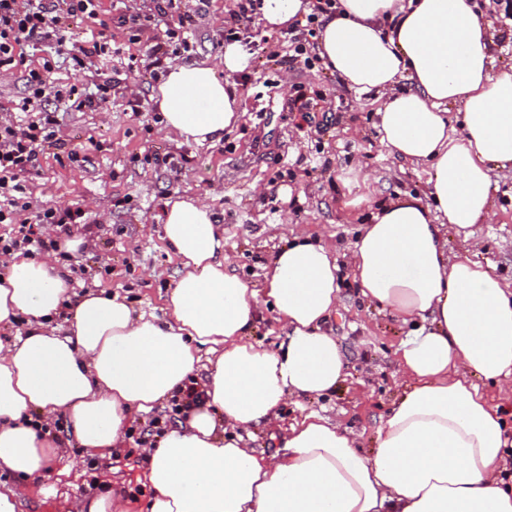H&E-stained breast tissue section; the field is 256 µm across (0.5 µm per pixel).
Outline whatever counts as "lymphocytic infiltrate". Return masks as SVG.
Listing matches in <instances>:
<instances>
[{
  "instance_id": "lymphocytic-infiltrate-1",
  "label": "lymphocytic infiltrate",
  "mask_w": 512,
  "mask_h": 512,
  "mask_svg": "<svg viewBox=\"0 0 512 512\" xmlns=\"http://www.w3.org/2000/svg\"><path fill=\"white\" fill-rule=\"evenodd\" d=\"M153 6L145 12L129 15L132 30L146 32L159 19H167L163 39L148 37L145 42L147 65L153 70H166L175 62L179 51L188 49L189 35L197 24L195 15L180 10L178 0H152ZM100 0H0V70L23 69L26 96L15 102V111L21 112L19 122H0V198L8 200L0 207V224L16 225L15 237H0V253L36 244L46 248L45 240H33L27 220L21 212L27 211L22 176L35 169L39 156L46 148L65 149L59 137L57 115L43 107L47 98L70 104L71 108L95 111L110 103L116 86L111 79L97 83L95 93L88 94L76 86L63 87L50 81L53 69L51 58L32 66L26 59L27 43L54 41L56 55H67L73 67L87 69L94 59L108 55L107 39L91 38L84 42L68 43L62 33L66 21L74 18L96 20Z\"/></svg>"
}]
</instances>
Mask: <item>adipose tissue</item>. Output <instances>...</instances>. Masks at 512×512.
Returning a JSON list of instances; mask_svg holds the SVG:
<instances>
[{
	"mask_svg": "<svg viewBox=\"0 0 512 512\" xmlns=\"http://www.w3.org/2000/svg\"><path fill=\"white\" fill-rule=\"evenodd\" d=\"M492 43L472 0H340L316 46L326 70L372 95L387 153L429 175L428 198L379 205L351 248L362 303L410 327L395 350L405 390L373 454L317 411L272 452L244 446V431L278 428L286 398L324 396L347 374L328 326L341 306L336 247L296 232L254 289L213 211L190 199L161 215L184 268L162 322L120 294L75 290L51 260H0V327L15 331L0 341V469L39 476L60 452L44 432L60 412L87 450L122 447L138 417L201 373V404L147 451V512H512V423L487 393L512 387V283L449 255L445 232L468 239L491 222L493 178L512 172V64L495 65ZM250 61L235 42L223 67H171L157 93L165 131L220 140L241 113L227 76ZM267 308L287 330L272 350L249 340Z\"/></svg>",
	"mask_w": 512,
	"mask_h": 512,
	"instance_id": "obj_1",
	"label": "adipose tissue"
}]
</instances>
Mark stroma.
<instances>
[{"mask_svg": "<svg viewBox=\"0 0 512 512\" xmlns=\"http://www.w3.org/2000/svg\"><path fill=\"white\" fill-rule=\"evenodd\" d=\"M148 0H101L100 17L120 46L119 54L99 60L100 73L115 76L138 98L139 111L124 99L97 111L56 107L60 135L84 161L58 163L41 157L24 177L32 210L79 205L82 223L71 235L89 241L88 249L69 256L81 266L83 283L126 295L136 308L166 319V294L183 272L167 247L160 215L169 199L204 200L224 228V249L237 273L261 287L263 273L277 248L293 232L305 230L336 244L341 253L342 295L352 303L354 283L346 255L358 234L353 218L359 197L371 200L404 193L423 195L427 177L421 168L389 156L382 147L376 118L365 97L355 94L324 69L296 64L286 69L267 49L287 51L281 31L259 26L248 71L234 75L242 116L217 142L187 143L167 134L155 101L159 84L144 66V43L134 39L121 16L148 9ZM206 16L190 38L180 63L224 58L226 30L234 0H204ZM303 84L323 97L309 118L289 111L291 87ZM371 173L363 185V173ZM498 214L479 224L474 237L449 235L448 250L471 253L504 279L512 278V252L501 239L512 237V178L498 180ZM350 375L321 400L292 398L281 408L285 421L320 407L354 427L364 450L375 446L382 417L399 394L394 351L405 335L390 313L363 309L339 312L332 319ZM180 415L164 404L128 433L123 447L103 456L90 454L72 437L64 418L49 428L61 454L21 498V512H67L72 501L99 492L108 482L123 486L131 501L151 495L144 479V450Z\"/></svg>", "mask_w": 512, "mask_h": 512, "instance_id": "35a3bbf8", "label": "stroma"}]
</instances>
